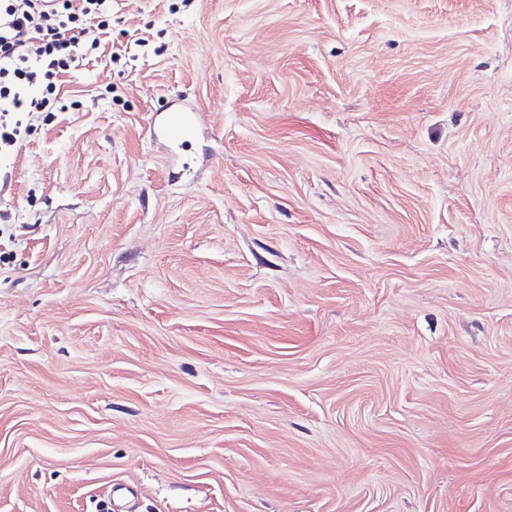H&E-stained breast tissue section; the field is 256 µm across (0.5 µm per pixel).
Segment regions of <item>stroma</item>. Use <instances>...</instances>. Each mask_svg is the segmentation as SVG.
I'll use <instances>...</instances> for the list:
<instances>
[{"label":"stroma","instance_id":"obj_1","mask_svg":"<svg viewBox=\"0 0 512 512\" xmlns=\"http://www.w3.org/2000/svg\"><path fill=\"white\" fill-rule=\"evenodd\" d=\"M108 23L7 160L0 512H512V0ZM148 133L151 138L162 137L171 146L174 160L179 158L176 148L187 146L192 140L205 133L200 119V112L192 105L166 112L161 124L151 120Z\"/></svg>","mask_w":512,"mask_h":512}]
</instances>
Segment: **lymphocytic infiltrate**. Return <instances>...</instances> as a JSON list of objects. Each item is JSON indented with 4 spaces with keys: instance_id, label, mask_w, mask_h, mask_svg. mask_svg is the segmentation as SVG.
Returning <instances> with one entry per match:
<instances>
[{
    "instance_id": "lymphocytic-infiltrate-1",
    "label": "lymphocytic infiltrate",
    "mask_w": 512,
    "mask_h": 512,
    "mask_svg": "<svg viewBox=\"0 0 512 512\" xmlns=\"http://www.w3.org/2000/svg\"><path fill=\"white\" fill-rule=\"evenodd\" d=\"M110 10L109 0H0L1 157L22 144L21 114L60 108V77L78 66Z\"/></svg>"
}]
</instances>
